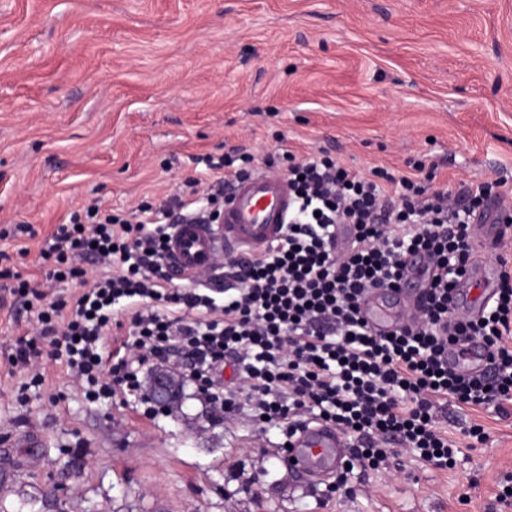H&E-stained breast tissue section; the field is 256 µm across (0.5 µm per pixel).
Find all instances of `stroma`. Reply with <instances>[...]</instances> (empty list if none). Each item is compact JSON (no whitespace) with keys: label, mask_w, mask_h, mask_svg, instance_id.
I'll use <instances>...</instances> for the list:
<instances>
[{"label":"stroma","mask_w":512,"mask_h":512,"mask_svg":"<svg viewBox=\"0 0 512 512\" xmlns=\"http://www.w3.org/2000/svg\"><path fill=\"white\" fill-rule=\"evenodd\" d=\"M241 147L512 196V0H0V228L35 231L0 238L15 271L39 276L70 211L162 202ZM30 327L0 305V512H512V410L442 406L454 468L401 454L328 502L271 455L278 428L215 420L189 382L150 416L47 358L18 402Z\"/></svg>","instance_id":"1"}]
</instances>
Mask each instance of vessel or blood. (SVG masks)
Wrapping results in <instances>:
<instances>
[{
    "label": "vessel or blood",
    "instance_id": "1",
    "mask_svg": "<svg viewBox=\"0 0 512 512\" xmlns=\"http://www.w3.org/2000/svg\"><path fill=\"white\" fill-rule=\"evenodd\" d=\"M224 220L219 224L184 221L173 226L166 259L177 279L212 268L218 252L239 256L261 253L280 241L294 199L286 177L260 171L232 181L224 190ZM424 285L421 263H413L402 288L373 290L362 303L368 325L377 332L392 330L401 322ZM486 352L470 342L465 357L450 356L461 371L474 372L485 362ZM348 455L345 437L323 422L308 423L292 442L291 469L307 483L321 481L338 470Z\"/></svg>",
    "mask_w": 512,
    "mask_h": 512
}]
</instances>
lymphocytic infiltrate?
<instances>
[{"label": "lymphocytic infiltrate", "instance_id": "1", "mask_svg": "<svg viewBox=\"0 0 512 512\" xmlns=\"http://www.w3.org/2000/svg\"><path fill=\"white\" fill-rule=\"evenodd\" d=\"M203 176L159 204L143 201L127 214L98 205L71 212L40 257L43 282L10 286V305L32 314V331L7 357L11 373L43 380V357L61 362L87 399L116 393L142 395L144 368L175 364L214 415L249 414L278 427L292 441L307 417L326 422L353 446L329 487L347 490L353 467L376 470L392 445L445 469L455 445L436 425L442 399L482 406L512 401V266L501 263L498 287L483 313L470 317L460 286L481 258L483 223L495 183L477 190H429L417 176L382 168L347 169L326 151L289 159L295 195L283 239L248 259H226L223 277L179 288L165 263L171 224L204 223L223 200L228 178L257 166L277 169L279 155L255 163L236 150L200 157ZM350 238L336 246L337 225ZM433 264L429 288L408 325L373 333L359 310L372 288L398 287L407 254ZM103 265L107 274L93 275ZM74 286L69 296L61 287ZM132 316L122 349L103 355L115 307ZM489 351L488 368L464 376L447 354L465 355L468 339ZM237 384L225 387L226 360Z\"/></svg>", "mask_w": 512, "mask_h": 512}]
</instances>
